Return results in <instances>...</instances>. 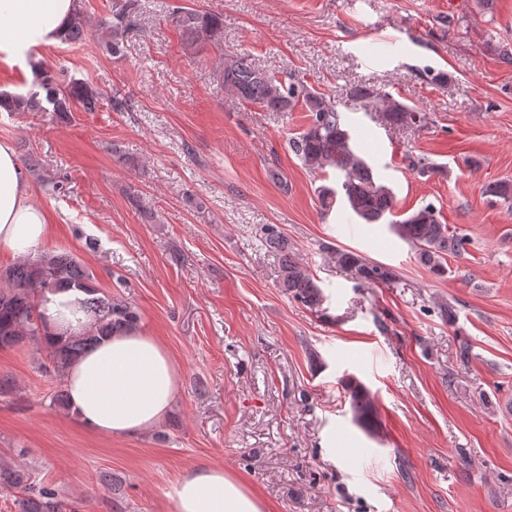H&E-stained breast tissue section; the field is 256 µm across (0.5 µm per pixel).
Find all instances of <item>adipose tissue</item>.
Returning a JSON list of instances; mask_svg holds the SVG:
<instances>
[{"mask_svg":"<svg viewBox=\"0 0 512 512\" xmlns=\"http://www.w3.org/2000/svg\"><path fill=\"white\" fill-rule=\"evenodd\" d=\"M75 0H0V62L37 60L42 47L59 42ZM47 214L36 199L11 141L0 139V252L18 259L44 243ZM87 292L57 288L40 300L49 331L58 337L85 332L92 319ZM64 385L72 413L90 433L126 438L154 427L173 409L178 392L166 348L141 328L113 333L79 355ZM173 512H267L263 499L223 469L200 466L178 481Z\"/></svg>","mask_w":512,"mask_h":512,"instance_id":"obj_1","label":"adipose tissue"}]
</instances>
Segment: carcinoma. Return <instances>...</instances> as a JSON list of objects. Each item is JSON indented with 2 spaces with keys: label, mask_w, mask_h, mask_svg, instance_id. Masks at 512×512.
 <instances>
[{
  "label": "carcinoma",
  "mask_w": 512,
  "mask_h": 512,
  "mask_svg": "<svg viewBox=\"0 0 512 512\" xmlns=\"http://www.w3.org/2000/svg\"><path fill=\"white\" fill-rule=\"evenodd\" d=\"M141 9V0H111L108 12L98 18L77 7L66 27L61 42L76 44L105 33L100 41L107 54L120 58L125 53L126 36ZM173 21L178 26L183 44L195 50L206 43L217 44L224 35V15L194 9L176 10ZM33 87L25 94H0V108L14 112H52L67 116L73 112H96L102 94L90 82L65 79L54 74L45 63L32 64ZM224 89L232 92L245 105H257L266 112H291L298 105L308 112V124L292 141L303 166L311 172L323 173L330 168L340 177L337 188L321 185L318 200L323 211H330L342 197L348 209L366 224L388 221L391 230L415 248L420 261L434 273L445 272L442 260L459 254L465 240L448 233L434 206L428 204L402 220L391 218L394 193L375 175L373 167L352 146V138L342 113L323 94L303 84L288 83L267 71L246 55L224 54L219 71ZM381 121L387 126L404 128L421 125L424 114L383 94ZM409 166L421 175L445 174L423 156L410 158ZM490 197L512 207V180H500L486 188ZM265 246L279 256V283L293 299L315 308L322 302V292L305 264L295 257L288 238L274 224L265 225ZM337 262L348 268L365 284L379 286L395 278L394 271L382 264L369 262L350 251H336ZM84 289L90 298L86 310L92 317L88 330L79 336L52 341L46 334V323L39 310L38 298L62 285ZM138 310L122 298L98 295L92 286V275L71 255L56 249H43L32 257L15 261L0 270V349L34 344L45 353L44 370L62 379L75 357L97 344L104 336L136 326ZM350 398L353 422L367 434L378 427V412L365 384L355 376L345 380ZM0 494L11 498L14 512H78L76 503L64 498L54 482L35 480L32 470L19 459L0 456Z\"/></svg>",
  "instance_id": "carcinoma-1"
}]
</instances>
